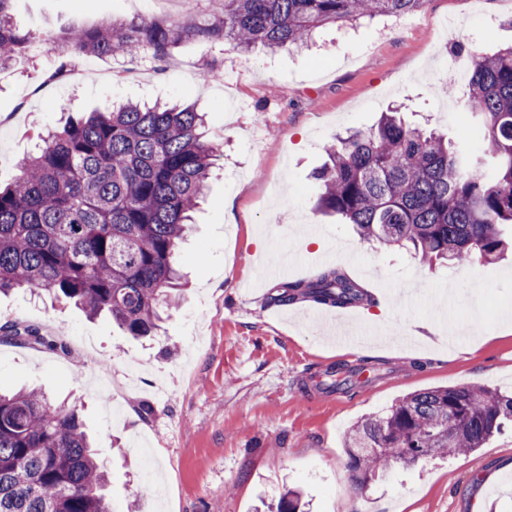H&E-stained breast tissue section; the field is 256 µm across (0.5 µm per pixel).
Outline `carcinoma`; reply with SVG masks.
<instances>
[{
    "instance_id": "cac0c4a2",
    "label": "carcinoma",
    "mask_w": 512,
    "mask_h": 512,
    "mask_svg": "<svg viewBox=\"0 0 512 512\" xmlns=\"http://www.w3.org/2000/svg\"><path fill=\"white\" fill-rule=\"evenodd\" d=\"M13 0H0V69L38 35L16 27ZM426 0H224L206 23L104 21L54 39L49 76L62 81L90 57H166L197 37L237 49L301 47L326 24L376 15L405 17ZM469 52L460 109L477 127L480 148L463 153L442 135L381 115L367 131L349 130L327 147L316 173V208L339 216L364 239L430 262L471 266L497 260L512 227V47ZM192 106L125 103L68 121L42 138L0 188V294L23 291L69 299L89 316L108 313L128 335L153 336L163 310L179 300V244L203 196L219 145L204 135ZM270 301L347 308L364 289L330 267L286 281ZM3 342L65 350L35 325H7ZM344 364L319 375L317 388L352 389ZM512 427V395L467 384L414 392L347 432L355 485L369 473L482 447ZM107 470L83 430L77 406L55 405L36 389L0 394V512H112ZM277 512H301L286 491Z\"/></svg>"
}]
</instances>
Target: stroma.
<instances>
[{"mask_svg":"<svg viewBox=\"0 0 512 512\" xmlns=\"http://www.w3.org/2000/svg\"><path fill=\"white\" fill-rule=\"evenodd\" d=\"M223 12L224 0H15L16 25L38 38L0 69V186L60 122L61 102L74 113L192 102L223 154L179 247L188 286L164 331L136 340L107 315L0 295V326L36 324L96 351L88 361L71 348L0 343V391L37 387L78 406L114 512H261L290 489L307 512H512L511 429L360 488L344 449L353 424L406 394L462 384L512 391V260L432 269L313 210V174L332 138L369 129L391 107L468 142L456 112L467 82L448 64L468 63L460 42L489 53L512 45V0H427L400 19L320 28L303 52L190 38L162 61L91 58L89 77L44 80L64 31ZM336 266L374 300L347 310L367 328L352 354L324 334L329 308L266 302L276 285ZM339 362L381 365L380 378L313 403L295 392L298 373ZM149 470L162 495H140Z\"/></svg>","mask_w":512,"mask_h":512,"instance_id":"35a3bbf8","label":"stroma"}]
</instances>
